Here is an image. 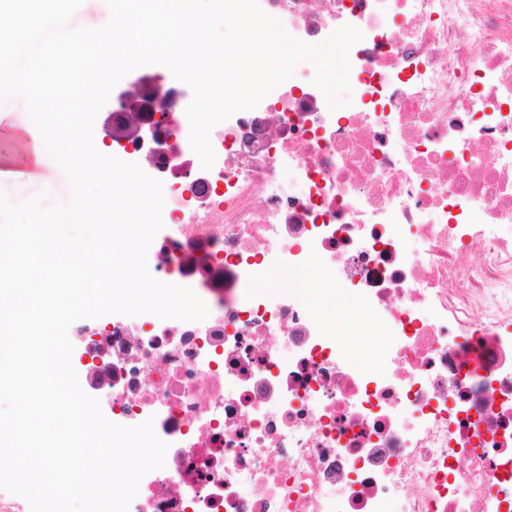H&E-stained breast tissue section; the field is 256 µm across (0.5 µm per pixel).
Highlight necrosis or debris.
I'll return each instance as SVG.
<instances>
[{
    "label": "necrosis or debris",
    "mask_w": 512,
    "mask_h": 512,
    "mask_svg": "<svg viewBox=\"0 0 512 512\" xmlns=\"http://www.w3.org/2000/svg\"><path fill=\"white\" fill-rule=\"evenodd\" d=\"M259 3L307 43L362 31L351 103L299 64L206 170L183 83L146 92L166 120L122 152L163 183L148 267L209 315L104 326L102 399L169 445L129 512H512V0ZM315 268L377 341L318 317Z\"/></svg>",
    "instance_id": "1"
}]
</instances>
